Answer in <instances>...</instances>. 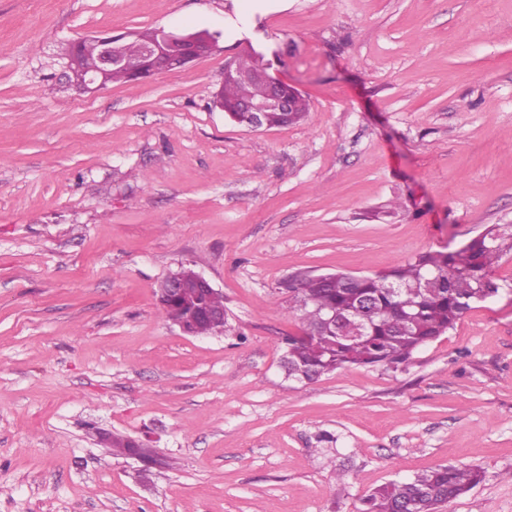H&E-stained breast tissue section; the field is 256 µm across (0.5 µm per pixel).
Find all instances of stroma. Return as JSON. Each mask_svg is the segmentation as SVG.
I'll return each instance as SVG.
<instances>
[{"label": "stroma", "instance_id": "1", "mask_svg": "<svg viewBox=\"0 0 512 512\" xmlns=\"http://www.w3.org/2000/svg\"><path fill=\"white\" fill-rule=\"evenodd\" d=\"M224 2L0 0V512H358L448 464L484 478L442 512H512L511 297L395 369L298 383L280 348L289 277L512 225V0H288L182 71L60 79L73 39L220 32ZM251 40L305 121L214 107ZM183 263L222 291L224 334L161 313Z\"/></svg>", "mask_w": 512, "mask_h": 512}]
</instances>
